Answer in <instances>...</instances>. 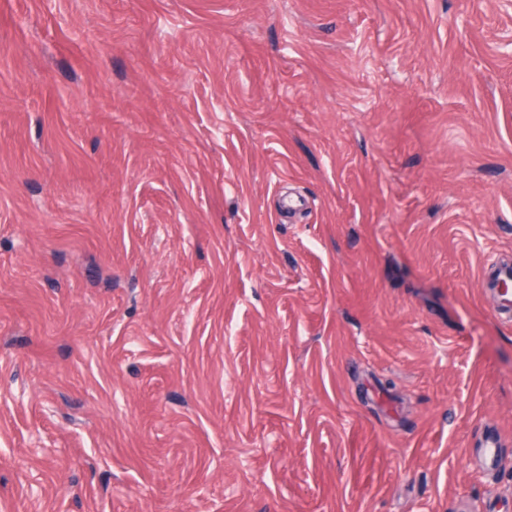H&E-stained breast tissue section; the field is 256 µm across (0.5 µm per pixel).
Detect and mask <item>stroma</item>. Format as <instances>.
Listing matches in <instances>:
<instances>
[{"label": "stroma", "mask_w": 512, "mask_h": 512, "mask_svg": "<svg viewBox=\"0 0 512 512\" xmlns=\"http://www.w3.org/2000/svg\"><path fill=\"white\" fill-rule=\"evenodd\" d=\"M503 261L512 0H0V512L507 507Z\"/></svg>", "instance_id": "35a3bbf8"}]
</instances>
